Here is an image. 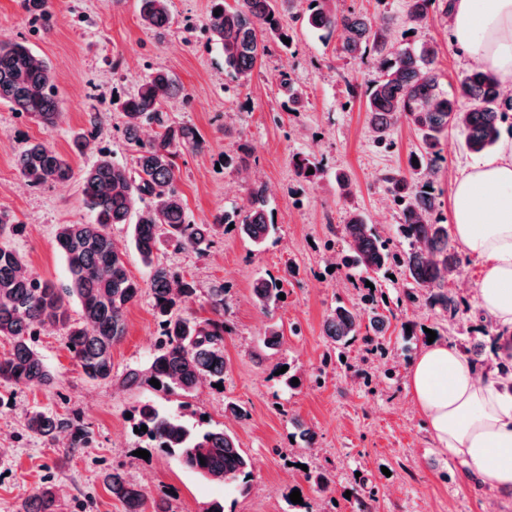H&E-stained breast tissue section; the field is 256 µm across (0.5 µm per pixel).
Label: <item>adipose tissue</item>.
Segmentation results:
<instances>
[{
	"label": "adipose tissue",
	"mask_w": 512,
	"mask_h": 512,
	"mask_svg": "<svg viewBox=\"0 0 512 512\" xmlns=\"http://www.w3.org/2000/svg\"><path fill=\"white\" fill-rule=\"evenodd\" d=\"M451 31L470 58L512 83V0H452ZM452 235L482 260L480 307L512 346V140L464 168L456 181ZM411 399L442 452L468 477L512 491V379L478 373L442 340L427 344L408 373Z\"/></svg>",
	"instance_id": "adipose-tissue-1"
}]
</instances>
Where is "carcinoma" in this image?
I'll return each mask as SVG.
<instances>
[{
    "instance_id": "1",
    "label": "carcinoma",
    "mask_w": 512,
    "mask_h": 512,
    "mask_svg": "<svg viewBox=\"0 0 512 512\" xmlns=\"http://www.w3.org/2000/svg\"><path fill=\"white\" fill-rule=\"evenodd\" d=\"M140 2L143 26L156 33L165 31L171 20L170 0ZM292 2L238 0L231 8L224 0H211L205 31L221 49L224 70L235 82L242 85L252 79L269 44L288 48L282 41L288 29L281 24L277 4ZM436 4L448 13V0H406L407 21L427 20ZM27 8L35 21L48 25L49 0H27ZM303 19L314 29L340 32L344 56L352 60L370 56L377 64L382 76L365 96L369 128L379 146H390V133L402 122L414 126L422 136V149L408 166L423 172L424 182L409 180L399 170L381 175L398 209L400 232L408 247H392L354 211L342 227L348 251L340 257L339 265L367 275L397 267L412 285L408 298H421L455 320L462 313V300L446 288V283L460 265L459 250L449 238L448 225L438 218L439 194L427 187L437 173L439 146L448 128H459L467 148L482 153L496 144L499 125L506 111H512V98H504L497 79L479 66L469 70L459 81L455 96L448 97L431 68L438 54L434 45L396 47L386 37L385 21L355 11L340 13L335 0H307ZM182 93L172 75L157 68L122 101L123 134L136 146V155L129 166L102 153L82 171L91 220L87 224H61L55 234L56 248L69 273L67 285L59 287L28 271L25 256L1 241L8 232L20 233L22 225L0 212V338L12 341L10 353L0 358V380L22 386H52L55 377L35 348L34 338L40 330L58 326L87 378L112 379V346L125 336V311L146 288L159 319L160 337L147 364L128 370L124 382L138 387L156 379L160 391L182 395L207 382H224V285L206 291L213 317L183 315L180 302L197 293L195 281L173 266L154 262V255L164 243L203 254L225 224L235 225L242 237L259 246L274 228L273 212L267 186L253 182L248 184L242 211L218 215L211 223L197 224L190 219L179 188L176 158L201 150L202 140L193 125H170L163 113L164 104ZM0 103L33 116L48 130L58 124L53 69L25 43L0 44ZM149 125L158 131L145 138L143 132ZM292 164L296 175L308 184L322 176V169L305 155H294ZM16 166L33 186L64 183L73 176L68 159L44 141L27 143L16 156ZM115 224L130 227L131 243L150 268L146 283L128 274L122 252L108 231ZM283 281L282 277L256 279L252 286L255 304L264 311L277 304ZM72 298L81 306V318L74 321L68 314ZM386 323V316L375 307L370 308L365 324L360 312L343 305L330 312L323 328L337 346L360 340L377 350L382 347ZM188 408L182 404L177 411H165L146 402L137 410L133 426H146L147 431L138 436L201 477L234 486L243 494L248 492L251 459L232 435L206 427L201 418L193 422L187 419ZM67 428L73 446L88 442L83 428L52 414L34 412L27 419L28 431L45 441L56 440ZM104 481L125 512H142L146 494L140 486L117 469L106 473ZM22 512H57L56 492L52 488L41 490L23 505Z\"/></svg>"
}]
</instances>
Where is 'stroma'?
Instances as JSON below:
<instances>
[{
	"instance_id": "35a3bbf8",
	"label": "stroma",
	"mask_w": 512,
	"mask_h": 512,
	"mask_svg": "<svg viewBox=\"0 0 512 512\" xmlns=\"http://www.w3.org/2000/svg\"><path fill=\"white\" fill-rule=\"evenodd\" d=\"M48 26L32 21L24 0H0V41L23 42L46 59L56 78L60 110L55 129H45L28 114L0 104V211L23 226L10 242L20 250L35 276L63 285L64 259L55 248L61 224L87 222L78 171L92 164L97 150L129 162L134 149L122 133L118 103L153 68L169 70L185 95L169 101L170 121L194 125L205 146L177 159L179 186L189 216L209 222L225 210L243 208L249 181L264 183L272 199L275 232L263 246L244 240L236 229L221 228L205 255L161 246L157 261L178 267L195 280L200 294L182 306L184 313L205 317L202 293L213 284L226 288L222 388L201 386L188 398L166 395L146 386L130 387L123 378L144 365L154 350L159 326L150 294L125 312L126 333L112 348V379L84 377L66 347L61 329L41 331L35 346L56 382L50 388L0 382V512H20L24 501L45 486L57 493L58 512H124L104 480L117 468L141 486L152 501L167 499L172 512H206L216 501L224 512H357L358 499L372 497L373 512H512V491H492L469 479L459 460L438 450L417 413L407 388L412 360L427 341L428 331L458 346L466 337L481 341L476 283L480 262L462 254L448 288L462 297L468 310L449 323L440 310L404 298L403 275L378 277L377 295L386 297L390 326L388 351L379 356L354 342L343 358L323 332L331 308L359 305L360 279H349L335 262L347 245L341 234L350 212L374 224L382 238L401 244L399 214L381 174L407 165L419 151L421 136L407 124L392 134L395 147H379L369 129L364 92L380 72L372 61L339 57L340 35L322 38L296 21L305 0L280 7L293 41L288 49L272 47L259 60L252 81L233 82L224 57L209 44L204 23L211 0H172V21L164 34L141 24L138 0H50ZM340 11L351 9L388 19L386 35L402 45L435 43L436 70L444 91L454 92L473 66L465 51L450 39L449 19L438 11L416 28L405 22V0H336ZM287 72L304 94L300 111H289L280 92L279 74ZM93 142V152L76 156V134ZM31 139L46 140L70 156L75 178L51 187L30 185L15 167L17 153ZM249 143L253 153L246 173L224 164ZM303 154L323 171L312 187L302 188L291 158ZM441 159L433 186L440 194V217L452 221L455 177L479 156L468 150L459 129L441 141ZM351 183L342 195L337 173ZM292 275H285V268ZM285 276V298L263 313L252 298L258 277ZM285 328L279 351L263 345L270 325ZM299 380L283 385L279 367ZM188 401L206 416L210 427L234 435L253 462L251 489L242 494L224 484L202 479L158 449L147 448L132 430L130 416L147 401L177 409ZM244 406L240 420L225 413L226 403ZM40 410L75 418L89 433L82 448L71 447L67 435L49 444L26 428L29 414ZM316 435L306 449L295 426ZM148 450L140 458L139 450ZM325 472L331 484L321 489L306 481L305 470ZM300 491L302 505L288 498Z\"/></svg>"
}]
</instances>
